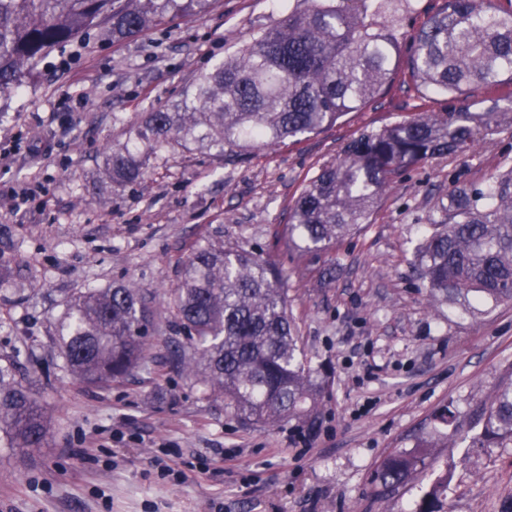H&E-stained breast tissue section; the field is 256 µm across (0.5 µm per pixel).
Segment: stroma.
<instances>
[{
	"label": "stroma",
	"mask_w": 512,
	"mask_h": 512,
	"mask_svg": "<svg viewBox=\"0 0 512 512\" xmlns=\"http://www.w3.org/2000/svg\"><path fill=\"white\" fill-rule=\"evenodd\" d=\"M288 3L213 0L201 19L76 40L0 112V152L11 154L0 167V356L16 361L49 425L42 447L0 448V512H404L444 471L451 512H502L512 498V446L467 447L477 409L512 382V303L478 316L431 308L410 266L438 191L511 168V133L411 170L354 235L307 255L288 239V215L309 179L360 131L448 111L450 98L414 88L400 69L376 102L248 160L177 149L127 186L106 172L132 125ZM28 187L33 196L15 204L12 191ZM216 240L287 276L300 345L311 366L332 371L314 432L246 424L174 363L170 291L190 251ZM330 266L335 279L319 282ZM127 282L162 307L147 365L123 382L83 385L57 364L53 322L73 293ZM445 408L455 433L382 496L373 477L383 459L434 431ZM157 455L180 479L161 475Z\"/></svg>",
	"instance_id": "obj_1"
}]
</instances>
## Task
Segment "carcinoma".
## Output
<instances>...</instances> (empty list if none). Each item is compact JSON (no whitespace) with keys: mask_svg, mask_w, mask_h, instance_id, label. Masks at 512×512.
<instances>
[{"mask_svg":"<svg viewBox=\"0 0 512 512\" xmlns=\"http://www.w3.org/2000/svg\"><path fill=\"white\" fill-rule=\"evenodd\" d=\"M234 55L200 72L176 102L145 113L112 147V183L140 180L163 149L195 146L222 156L253 155L315 133L375 101L394 79L401 42L393 0H302ZM211 0H0V112L26 76L71 40L135 37L183 15L204 17ZM415 85L463 102L456 112H418L364 130L344 160L322 167L289 212L288 238L316 254L366 224L401 174L435 156L468 155L487 136L512 133V99L471 110L465 94L512 76V8L497 0H443L406 49ZM432 305L463 304L471 314L512 302V169L483 185L453 182L413 254ZM154 298L133 284L78 291L53 324L61 368L82 384L120 382L146 364ZM171 313L183 333V371L206 396L222 397L245 423L298 422L312 431L328 376L307 365L288 310L282 270L251 253L209 242L183 262ZM471 447L512 445V382L480 413ZM44 413L0 366V445L39 448ZM438 439L387 456L374 480L392 492L412 479ZM448 473L411 512H448Z\"/></svg>","mask_w":512,"mask_h":512,"instance_id":"1","label":"carcinoma"}]
</instances>
